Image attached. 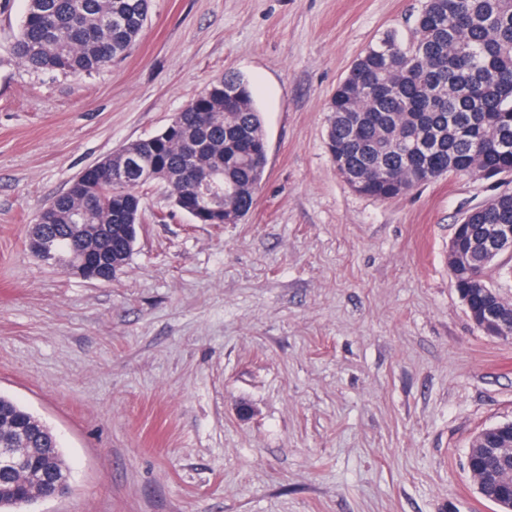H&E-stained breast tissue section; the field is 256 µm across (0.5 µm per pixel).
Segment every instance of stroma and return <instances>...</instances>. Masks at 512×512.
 <instances>
[{
	"label": "stroma",
	"mask_w": 512,
	"mask_h": 512,
	"mask_svg": "<svg viewBox=\"0 0 512 512\" xmlns=\"http://www.w3.org/2000/svg\"><path fill=\"white\" fill-rule=\"evenodd\" d=\"M418 6L151 0L126 57L73 77L18 63L27 0H0V393L71 469L25 512H495L466 454L512 421V338L471 319L448 240L512 176L382 201L326 148L336 86ZM228 72L267 139L243 221L193 223L156 184L112 281L30 256L42 205Z\"/></svg>",
	"instance_id": "1"
}]
</instances>
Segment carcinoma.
Returning a JSON list of instances; mask_svg holds the SVG:
<instances>
[{"mask_svg": "<svg viewBox=\"0 0 512 512\" xmlns=\"http://www.w3.org/2000/svg\"><path fill=\"white\" fill-rule=\"evenodd\" d=\"M149 0H27L13 44L23 65L79 76L125 57L148 23ZM327 149L356 192L381 200L450 172L512 174V0H423L413 39L387 32L368 45L328 102ZM197 143L188 153L185 142ZM267 165L266 137L250 82L227 73L174 114L158 133L122 146L100 167L83 170L38 214L42 256L71 266L88 251L107 268L125 266L142 224L141 189L159 184L176 210H191L192 182L224 175V209L196 224L238 223L253 208ZM473 260L452 271L462 300L485 304L483 286L500 255L490 254L489 224L512 225V192L471 209ZM25 431L31 449L21 468L0 473V512L31 504L30 481L47 476L62 493L70 471L52 430L0 395V448ZM499 461L475 454L479 495L494 506L509 488L491 484Z\"/></svg>", "mask_w": 512, "mask_h": 512, "instance_id": "obj_1", "label": "carcinoma"}]
</instances>
